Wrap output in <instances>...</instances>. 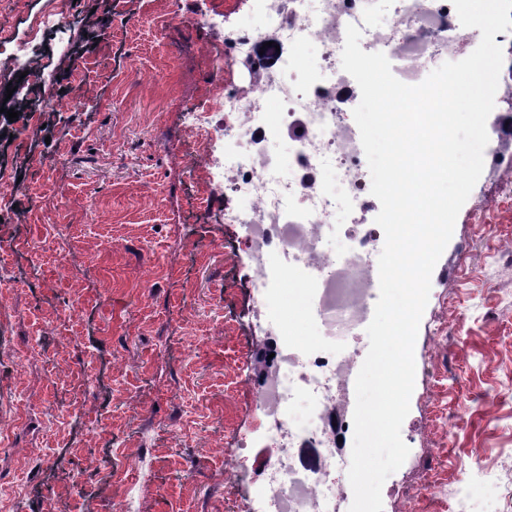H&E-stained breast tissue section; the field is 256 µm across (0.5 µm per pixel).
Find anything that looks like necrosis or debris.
Listing matches in <instances>:
<instances>
[{
  "label": "necrosis or debris",
  "instance_id": "obj_1",
  "mask_svg": "<svg viewBox=\"0 0 512 512\" xmlns=\"http://www.w3.org/2000/svg\"><path fill=\"white\" fill-rule=\"evenodd\" d=\"M382 13L388 24H378ZM351 24L361 31L362 49L384 53L394 76L410 85L438 58L456 57L481 38L480 30L461 26L452 0H260L248 24L226 32L224 47L197 50L205 65L227 55L249 59L250 91L225 84L194 108L187 127L199 144L214 137L231 143L222 188L246 203L224 220L241 226L253 261L250 313L264 314L260 288L273 265L284 284L308 291L305 318L335 341L356 338L379 298L372 243L381 229L364 220L373 204L368 163L359 128L347 119L356 82L341 66ZM50 34L66 51L64 18L51 5L25 34H0L9 75L24 77L21 98L36 99L42 114L58 105L41 65ZM266 39L277 46L268 57L255 52ZM355 366L352 352L312 356L298 341L275 348L253 389L256 427L269 442L296 437L323 454L314 472L280 453L262 462V472L275 474L266 484L271 512H337L345 494L338 474L350 462L325 441L333 426L353 419ZM492 485L486 476L460 483L457 512H500Z\"/></svg>",
  "mask_w": 512,
  "mask_h": 512
}]
</instances>
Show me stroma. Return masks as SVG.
<instances>
[{"mask_svg": "<svg viewBox=\"0 0 512 512\" xmlns=\"http://www.w3.org/2000/svg\"><path fill=\"white\" fill-rule=\"evenodd\" d=\"M70 55L43 64L68 87L73 56L87 113L60 109L32 153L55 164L16 168L26 223L0 216V253L35 246L39 280L0 287V512H114L111 479L148 450L136 512H260L261 487L224 475V456L253 425L259 358L284 329L322 348L302 323L301 286L269 278L260 324L250 303L241 197L198 207L197 182L224 143L188 144L183 114L231 65L202 66L203 41L223 42L257 0L224 15L213 0H65ZM96 13L112 41L82 23ZM204 15L206 28L189 29ZM512 166L483 170L431 277L415 343V387L401 436L410 452L382 487L383 512H456L461 479L494 457L512 485ZM80 306V318L63 314ZM436 495H429L430 487Z\"/></svg>", "mask_w": 512, "mask_h": 512, "instance_id": "35a3bbf8", "label": "stroma"}]
</instances>
